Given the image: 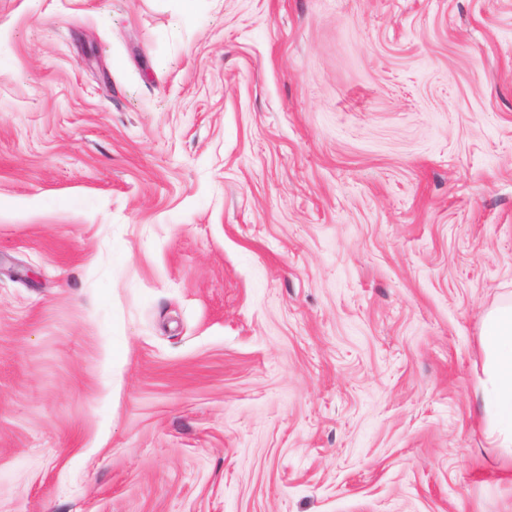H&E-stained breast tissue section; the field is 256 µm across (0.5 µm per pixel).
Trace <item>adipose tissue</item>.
<instances>
[{
	"label": "adipose tissue",
	"mask_w": 512,
	"mask_h": 512,
	"mask_svg": "<svg viewBox=\"0 0 512 512\" xmlns=\"http://www.w3.org/2000/svg\"><path fill=\"white\" fill-rule=\"evenodd\" d=\"M483 376L479 382L488 432L512 457V301L489 310L481 329Z\"/></svg>",
	"instance_id": "adipose-tissue-1"
}]
</instances>
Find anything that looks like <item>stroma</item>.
<instances>
[{"label": "stroma", "mask_w": 512, "mask_h": 512, "mask_svg": "<svg viewBox=\"0 0 512 512\" xmlns=\"http://www.w3.org/2000/svg\"><path fill=\"white\" fill-rule=\"evenodd\" d=\"M512 0H0V512H512ZM483 377L479 387L488 432L512 457V301L489 310L481 329Z\"/></svg>", "instance_id": "35a3bbf8"}]
</instances>
